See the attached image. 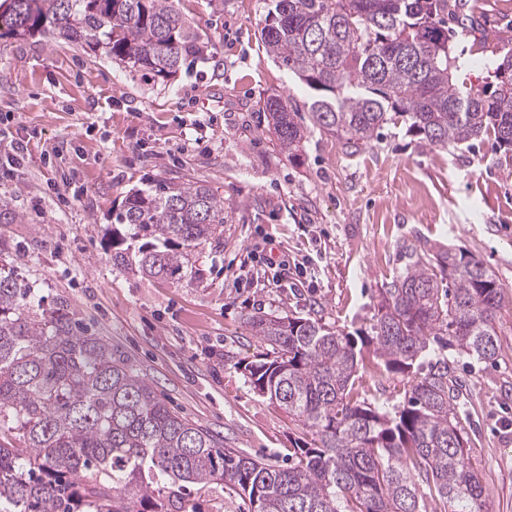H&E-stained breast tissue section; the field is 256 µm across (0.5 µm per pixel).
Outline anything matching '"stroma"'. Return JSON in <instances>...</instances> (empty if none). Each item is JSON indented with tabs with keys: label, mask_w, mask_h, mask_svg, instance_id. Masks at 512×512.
Listing matches in <instances>:
<instances>
[{
	"label": "stroma",
	"mask_w": 512,
	"mask_h": 512,
	"mask_svg": "<svg viewBox=\"0 0 512 512\" xmlns=\"http://www.w3.org/2000/svg\"><path fill=\"white\" fill-rule=\"evenodd\" d=\"M209 59L170 80L82 41L0 39V263L66 305L149 380L179 415L225 447L283 465L302 433L258 395L237 363L264 352L251 314L321 320L367 336L380 292L410 251L462 247L504 289L498 357L448 350L464 404L467 452L485 487L484 512H512V161L494 141L442 149L389 123L354 148L308 128L299 159L276 142L264 99L306 111L310 91L267 53V0H181ZM455 56L501 55L512 5L481 0L449 22ZM27 147L9 161L14 142ZM160 178L198 181L224 201V235L197 257L201 284L144 278L112 264V214ZM271 250L287 269L250 252ZM411 378L370 367L362 397L395 413ZM165 512H244L221 485L161 490Z\"/></svg>",
	"instance_id": "1"
}]
</instances>
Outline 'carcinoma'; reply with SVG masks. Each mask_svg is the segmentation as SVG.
I'll list each match as a JSON object with an SVG mask.
<instances>
[{"label":"carcinoma","mask_w":512,"mask_h":512,"mask_svg":"<svg viewBox=\"0 0 512 512\" xmlns=\"http://www.w3.org/2000/svg\"><path fill=\"white\" fill-rule=\"evenodd\" d=\"M469 0H269L261 38L310 90L309 112L263 101L296 156L310 123L349 146L404 121L429 145L490 136L512 151V48L490 81H455L445 16ZM95 42L154 79L203 56L174 0H0V38ZM112 264L193 286L195 258L220 242L224 201L200 182L155 180L112 213ZM503 290L461 247L418 254L383 289L360 339L300 316H249L268 346L238 362L258 394L309 432L288 467L226 448L176 414L66 306L0 267V512H159L166 485L222 484L250 512H423L417 482L450 512H482L484 487L460 426L455 368L431 343L493 362ZM373 348L392 373H414L395 415L353 395Z\"/></svg>","instance_id":"cac0c4a2"}]
</instances>
